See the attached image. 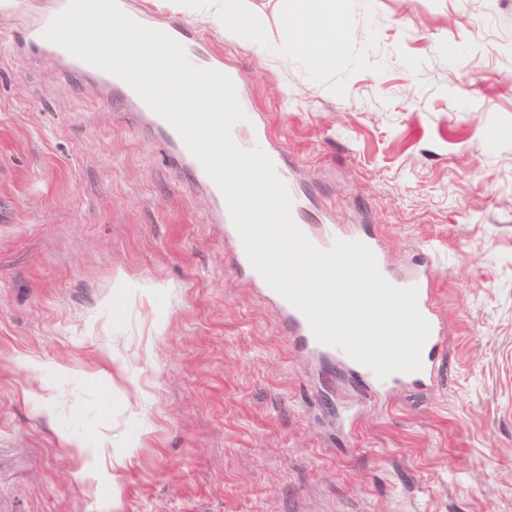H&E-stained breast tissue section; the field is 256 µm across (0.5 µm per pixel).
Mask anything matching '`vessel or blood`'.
I'll return each mask as SVG.
<instances>
[{
  "instance_id": "1",
  "label": "vessel or blood",
  "mask_w": 512,
  "mask_h": 512,
  "mask_svg": "<svg viewBox=\"0 0 512 512\" xmlns=\"http://www.w3.org/2000/svg\"><path fill=\"white\" fill-rule=\"evenodd\" d=\"M43 27H36L29 34L28 44L32 49L47 51L60 59L69 62L71 69L83 75L100 81L107 94L119 96L132 111L145 118L152 131L158 135L169 150V158L176 166L187 171L196 184L203 186L215 203L214 223L224 225L226 231H234L235 226L230 217L226 202L215 183L207 176L199 161L189 152L177 131L164 119L154 113L136 92L120 78L102 71L76 57H73L62 47L53 44L43 37ZM248 123L253 128V134L247 139H238L240 148L249 150L261 148L273 161L280 178H287L281 151L267 138L262 121L256 114H249ZM300 229L318 248L326 250L332 247L335 240L359 241L366 244L374 253L378 268L382 275L387 276L389 283L405 288L414 286L418 289V308L430 325V335L422 350L423 368L417 373H396L386 379H379L366 366L356 362L342 349L319 343L310 328L306 317L282 295L267 287L265 280L251 266L243 246H236L233 262L237 270L249 283L263 288L265 295L273 302L283 317L289 333L298 345L311 355L337 363L343 366L351 377L371 393L380 394L398 385L426 386L438 378L440 372L439 356L437 353L438 340L442 334L432 280L427 269L420 268L413 272L394 276L387 265L385 251L379 239L364 231L346 232L337 225H322L319 231H312L308 224H301Z\"/></svg>"
}]
</instances>
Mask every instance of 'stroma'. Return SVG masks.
<instances>
[{"mask_svg": "<svg viewBox=\"0 0 512 512\" xmlns=\"http://www.w3.org/2000/svg\"><path fill=\"white\" fill-rule=\"evenodd\" d=\"M59 2L0 6V512H512V0H346L327 69L129 0L236 72L305 223L428 266L441 374L381 399L302 353L121 100L25 51Z\"/></svg>", "mask_w": 512, "mask_h": 512, "instance_id": "1", "label": "stroma"}]
</instances>
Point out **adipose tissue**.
<instances>
[{"label": "adipose tissue", "mask_w": 512, "mask_h": 512, "mask_svg": "<svg viewBox=\"0 0 512 512\" xmlns=\"http://www.w3.org/2000/svg\"><path fill=\"white\" fill-rule=\"evenodd\" d=\"M189 7L211 21L230 20L226 36L260 58L283 48L326 69L335 64L336 43L344 38V0H283L280 22L286 38L280 44L260 37L261 18L250 0H191Z\"/></svg>", "instance_id": "adipose-tissue-1"}]
</instances>
